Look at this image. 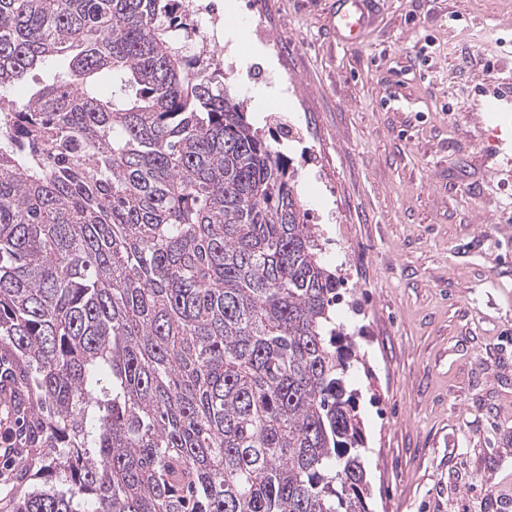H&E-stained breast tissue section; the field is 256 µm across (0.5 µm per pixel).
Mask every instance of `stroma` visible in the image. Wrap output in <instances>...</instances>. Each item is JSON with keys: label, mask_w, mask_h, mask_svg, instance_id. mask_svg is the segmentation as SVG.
Wrapping results in <instances>:
<instances>
[{"label": "stroma", "mask_w": 512, "mask_h": 512, "mask_svg": "<svg viewBox=\"0 0 512 512\" xmlns=\"http://www.w3.org/2000/svg\"><path fill=\"white\" fill-rule=\"evenodd\" d=\"M249 121L298 175L353 337L372 512H512V0H212ZM187 46L188 54L215 52ZM279 90L257 108L253 89ZM0 440V512L41 489ZM368 0H336L339 8L336 10V28L348 33V40L356 41L364 25L362 5Z\"/></svg>", "instance_id": "35a3bbf8"}]
</instances>
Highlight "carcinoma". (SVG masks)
<instances>
[{
  "mask_svg": "<svg viewBox=\"0 0 512 512\" xmlns=\"http://www.w3.org/2000/svg\"><path fill=\"white\" fill-rule=\"evenodd\" d=\"M175 2L0 0V344L68 482L12 512H371L339 279Z\"/></svg>",
  "mask_w": 512,
  "mask_h": 512,
  "instance_id": "obj_1",
  "label": "carcinoma"
}]
</instances>
